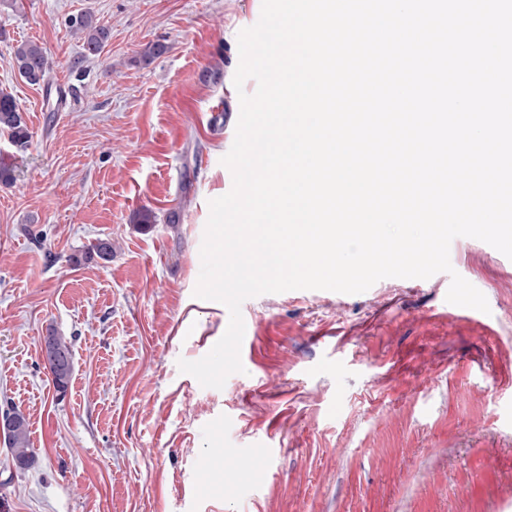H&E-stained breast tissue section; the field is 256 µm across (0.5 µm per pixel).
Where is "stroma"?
<instances>
[{"label":"stroma","mask_w":512,"mask_h":512,"mask_svg":"<svg viewBox=\"0 0 512 512\" xmlns=\"http://www.w3.org/2000/svg\"><path fill=\"white\" fill-rule=\"evenodd\" d=\"M261 8L0 0V91L30 133H0V412L24 414L36 458L0 440V512H512V260L481 240L450 261L488 312L448 303L444 272L263 294L241 306L243 372L216 389L178 368L229 322L195 297V257L232 188L238 34ZM81 15L108 32L98 55ZM24 41L51 62L40 84ZM102 240L109 260L72 263ZM49 329L73 350L62 393ZM19 74L31 85L44 81L50 69L45 50L36 42H22L14 52Z\"/></svg>","instance_id":"35a3bbf8"}]
</instances>
